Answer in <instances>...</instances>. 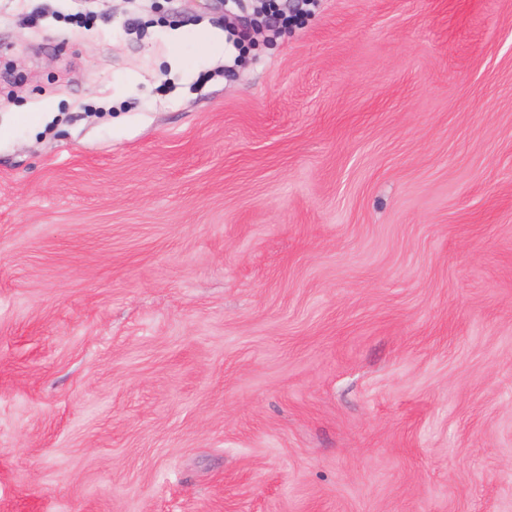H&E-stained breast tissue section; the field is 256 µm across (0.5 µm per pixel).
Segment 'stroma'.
Masks as SVG:
<instances>
[{
  "label": "stroma",
  "mask_w": 512,
  "mask_h": 512,
  "mask_svg": "<svg viewBox=\"0 0 512 512\" xmlns=\"http://www.w3.org/2000/svg\"><path fill=\"white\" fill-rule=\"evenodd\" d=\"M263 3L0 0V512H512V0Z\"/></svg>",
  "instance_id": "stroma-1"
}]
</instances>
